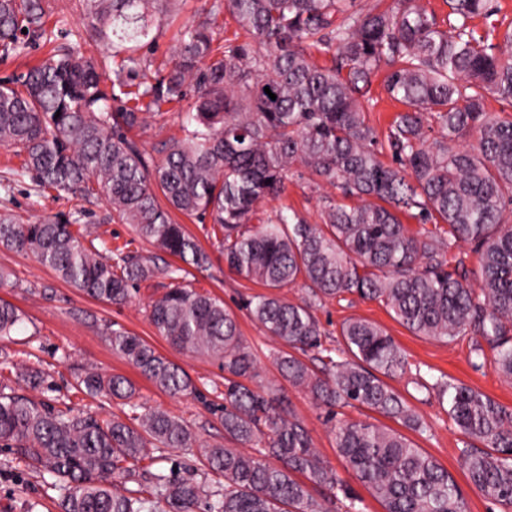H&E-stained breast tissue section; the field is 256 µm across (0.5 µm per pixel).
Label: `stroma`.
<instances>
[{"label": "stroma", "instance_id": "stroma-1", "mask_svg": "<svg viewBox=\"0 0 512 512\" xmlns=\"http://www.w3.org/2000/svg\"><path fill=\"white\" fill-rule=\"evenodd\" d=\"M203 4L204 0H176L156 34L152 51L155 61L167 59L182 27ZM43 6L48 15L50 42L28 47L18 54L0 53V81L25 73L51 45L74 43L84 35L79 0H43ZM19 164V158L9 148L0 147V215L8 214L18 222L28 223L79 211L83 223L98 225L108 247H125L127 252L149 258L160 267L177 265V258L157 251L136 234L132 225L109 220L110 207L103 197L66 201L57 198L55 192H40L30 177L15 174ZM7 183L12 186L8 192L3 189ZM318 198L319 193L311 187L307 176L296 174L289 177L279 199L260 206L258 215L265 219L274 216L278 209L290 207L315 223L319 220ZM177 221L210 257L207 267H187L186 284L223 300L235 314L244 341L257 360L261 383L273 387L286 409L310 430L320 457L339 475H346L324 410L314 404L307 392L289 386L274 361L275 354L283 349L282 343L267 336L242 307L244 299L263 293V286L228 271L223 255L207 235V225L183 215ZM0 269L10 274L9 284L0 287V299L16 306L24 317L12 336L0 339V367L13 360L27 359L49 375L51 386L43 391V400L56 404L67 397L76 408L101 419L123 414L125 407L120 400L76 392V367L97 366L132 380L139 389L140 402L146 407L163 409L181 418L207 443H223L224 430L209 409L217 399L216 387L224 383L223 370L209 357L176 351L149 321L148 306L162 294L164 277L142 284L126 305L116 306L83 294L30 253L0 247ZM315 315L327 331L325 342L329 345H341L339 327L349 317L375 322L394 338L406 351L409 366L405 374L391 378L389 385L408 401L427 427L422 434L406 430V437L448 469L466 498L469 512H504L503 506L485 499L468 484L460 465L465 438L449 418L447 404L421 387L422 382L434 381L444 374L512 407V381L499 376L492 366L479 370L472 366L471 337L461 336L446 343L414 335L382 303L355 295L325 301ZM114 325L140 336L181 366L200 390V397L174 398L143 379L113 352L107 329ZM8 459V454L0 451V512H59L57 491L44 486L25 468L9 465Z\"/></svg>", "mask_w": 512, "mask_h": 512}]
</instances>
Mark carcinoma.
<instances>
[{
    "mask_svg": "<svg viewBox=\"0 0 512 512\" xmlns=\"http://www.w3.org/2000/svg\"><path fill=\"white\" fill-rule=\"evenodd\" d=\"M171 2L82 0L86 31L107 55L54 48L16 80L20 88L1 84L0 146L13 149L17 173L41 190L101 194L111 218L186 265L202 268L209 257L170 211L210 220L208 235L228 269L268 289L246 302L252 318L319 362L315 371L294 353L276 359L290 385L327 409L338 454L383 512H467L453 476L403 434L336 419V408L357 405L427 431L383 380L407 364L393 337L366 319H346L338 358L313 309L356 295L383 303L417 336L451 342L472 334L473 366L489 359L512 381V117L485 109L488 97L512 108V30L493 43L472 26L494 15L492 0H445L446 28L416 0H392L383 11L357 0H209L149 76L152 62L140 50L154 42ZM224 13L244 39L217 37ZM45 35L41 0H0L1 51ZM312 49L331 55L330 64H316ZM383 66V88L403 110L381 136L364 103ZM190 82L196 98L184 138L154 154L128 138L163 106L181 104ZM295 164L355 204L325 194L318 224L285 208L249 227L257 207L282 194ZM403 215L423 228L411 232ZM93 228L77 216L19 224L3 215L0 246L32 253L116 306L165 276L151 323L177 351L224 369V403L213 414L239 447L199 444L178 417L143 407L131 381L94 368L76 374L80 391L124 401L125 417L97 419L19 394L11 383L32 392L48 386L44 371L20 360L8 374L0 370V449L60 492V512H354L361 499L321 460L305 425L274 390L242 383L258 377L257 363L224 302L184 285L181 267L98 249ZM462 243L479 257L478 288L454 254ZM299 281L307 287L302 301L283 299L280 291ZM22 321L0 301V338ZM111 343L170 396L201 395L142 338L119 328ZM432 390L448 399V416L468 439L461 466L469 484L511 509L512 408L442 377ZM170 448L199 449L201 477L153 470Z\"/></svg>",
    "mask_w": 512,
    "mask_h": 512,
    "instance_id": "obj_1",
    "label": "carcinoma"
}]
</instances>
